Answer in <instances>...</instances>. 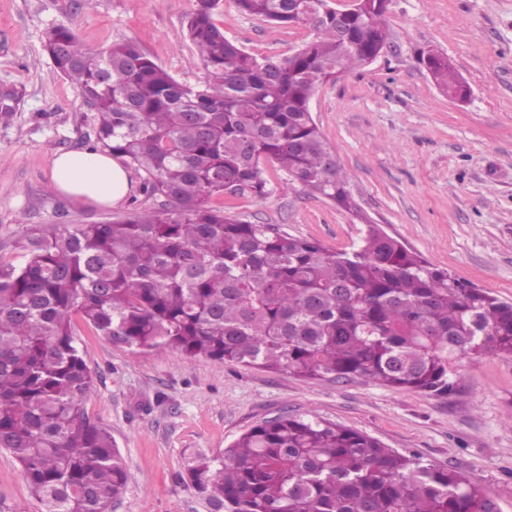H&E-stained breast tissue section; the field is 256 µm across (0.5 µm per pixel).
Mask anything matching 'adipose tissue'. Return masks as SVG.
<instances>
[{"label":"adipose tissue","mask_w":512,"mask_h":512,"mask_svg":"<svg viewBox=\"0 0 512 512\" xmlns=\"http://www.w3.org/2000/svg\"><path fill=\"white\" fill-rule=\"evenodd\" d=\"M52 185L75 199L114 207L130 194L133 181L119 157L85 151L64 153L55 158Z\"/></svg>","instance_id":"1"}]
</instances>
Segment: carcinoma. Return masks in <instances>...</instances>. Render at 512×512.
Returning <instances> with one entry per match:
<instances>
[{"instance_id":"carcinoma-1","label":"carcinoma","mask_w":512,"mask_h":512,"mask_svg":"<svg viewBox=\"0 0 512 512\" xmlns=\"http://www.w3.org/2000/svg\"><path fill=\"white\" fill-rule=\"evenodd\" d=\"M235 3L314 38L258 58L215 23L221 0H196L187 36L207 78L190 86L133 42L94 51L67 27L46 34L54 72L98 114L92 149L124 158L162 203L37 233L22 263L0 262V450L43 512H111L129 480L112 434L85 409L95 384L76 316L132 351L432 395L454 391L464 358L512 356V302L467 286L381 225L336 251L211 204L230 188L266 198V159L290 184L353 209L349 175L309 101L369 65L389 37L385 10L372 5L339 28L333 10L303 20L288 15V0ZM426 65L448 96L466 94L446 58L431 54ZM19 100L1 85L0 116ZM183 480L207 512H499L452 469L298 415L258 424L222 453L193 454Z\"/></svg>"}]
</instances>
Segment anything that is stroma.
Wrapping results in <instances>:
<instances>
[{"instance_id": "1", "label": "stroma", "mask_w": 512, "mask_h": 512, "mask_svg": "<svg viewBox=\"0 0 512 512\" xmlns=\"http://www.w3.org/2000/svg\"><path fill=\"white\" fill-rule=\"evenodd\" d=\"M194 0H0V84L21 89L0 119V261L20 264L32 230L112 221L157 207L132 172L123 204L100 208L57 193L61 153L94 142L98 115L55 74L46 30L71 28L88 48L133 41L174 78L200 84L205 67L186 32ZM225 37L262 56L293 54L313 33L241 13L224 0ZM390 43L365 68L321 86L310 109L351 176L356 210L286 184L263 162L270 189L216 198L226 214L275 224L333 250L357 244L366 223L473 287L512 301V0H390ZM447 57L468 87L455 100L430 76L428 54ZM74 337L95 378L85 408L107 428L133 474L112 512H203L183 481L195 451L220 452L281 414L330 420L423 462L449 467L512 512V357L459 364L449 395L391 389L362 378L308 381L186 357L130 352L81 318ZM18 464L0 453V512H41Z\"/></svg>"}]
</instances>
